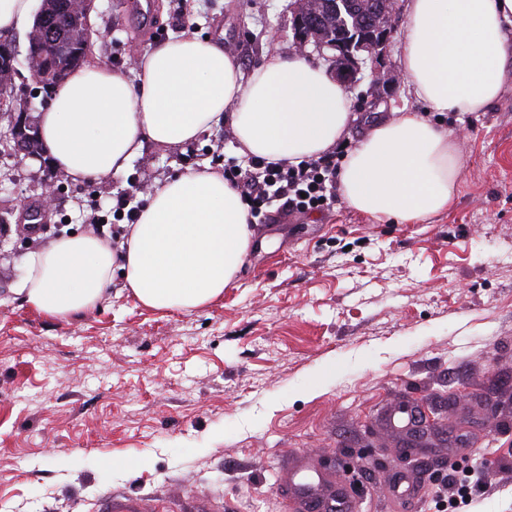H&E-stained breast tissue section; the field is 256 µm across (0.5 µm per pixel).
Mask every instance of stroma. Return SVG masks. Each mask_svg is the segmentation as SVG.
Returning a JSON list of instances; mask_svg holds the SVG:
<instances>
[{"mask_svg": "<svg viewBox=\"0 0 512 512\" xmlns=\"http://www.w3.org/2000/svg\"><path fill=\"white\" fill-rule=\"evenodd\" d=\"M158 28L125 0H96L92 57L126 71L184 33L233 45L243 73L270 47L293 54L290 0H154ZM277 44H270L271 34ZM358 146L380 116L421 110L403 79L349 87ZM460 157L451 208L410 224L379 221L343 197L285 212L257 236L223 299L196 311L144 307L114 270L106 299L68 317L31 309L15 288L29 253L88 231L103 205L112 246L127 227L112 209L133 176L149 189L188 171H223L237 155L227 126L187 145L146 142L128 170L75 183L50 163L0 146V512H297L276 488L286 453L347 473L362 512H437L454 460L491 479L461 512H512V79L484 112L439 116ZM56 203L27 227L20 203ZM413 404L418 429L393 427ZM413 480L407 503L393 473Z\"/></svg>", "mask_w": 512, "mask_h": 512, "instance_id": "obj_1", "label": "stroma"}]
</instances>
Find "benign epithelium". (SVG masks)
<instances>
[{"label":"benign epithelium","instance_id":"1","mask_svg":"<svg viewBox=\"0 0 512 512\" xmlns=\"http://www.w3.org/2000/svg\"><path fill=\"white\" fill-rule=\"evenodd\" d=\"M96 0H68V10L75 16L90 22V15ZM322 0H294L293 26L295 31V52L301 56L309 54V49L321 51L325 48L335 51L334 74L345 85L356 80L362 68L370 66V83L373 86L385 85L396 81V76L384 70L378 64L392 32L393 19L397 11V0H382V7L371 13L368 19L369 29L360 37L349 39L345 35L325 36L321 15ZM34 51L27 52L26 64L34 86L23 97L17 99L21 107L12 112L8 130L4 137L13 145L14 154L21 160L41 158L28 147L29 141L38 135V129L30 113L23 104L31 96L51 90L48 83L46 60L59 51V46L46 41L43 28L35 24L28 35Z\"/></svg>","mask_w":512,"mask_h":512}]
</instances>
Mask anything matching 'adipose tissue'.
Wrapping results in <instances>:
<instances>
[{
    "label": "adipose tissue",
    "instance_id": "ef3b65f1",
    "mask_svg": "<svg viewBox=\"0 0 512 512\" xmlns=\"http://www.w3.org/2000/svg\"><path fill=\"white\" fill-rule=\"evenodd\" d=\"M512 0H408L402 72L423 112L401 109L379 123L339 171L348 207L410 223L447 211L459 156L433 123L436 112L486 111L512 60L502 31ZM345 87L298 55L270 51L250 75L213 40L182 35L137 55L128 72L96 61L74 69L39 113L42 140L72 181L126 169L145 142L180 146L227 125L241 155L268 163L315 158L348 135ZM255 230L223 174L190 171L155 187L121 254L93 232L61 236L25 261L18 292L35 311L66 317L93 309L120 266L145 307L189 312L224 296Z\"/></svg>",
    "mask_w": 512,
    "mask_h": 512
}]
</instances>
